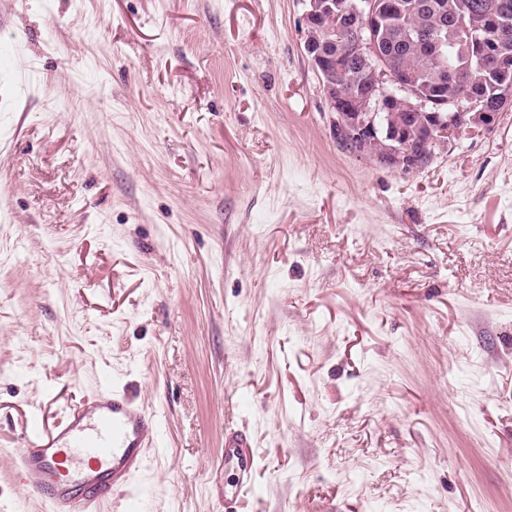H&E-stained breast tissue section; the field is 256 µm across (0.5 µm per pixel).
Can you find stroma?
I'll use <instances>...</instances> for the list:
<instances>
[{
  "label": "stroma",
  "instance_id": "35a3bbf8",
  "mask_svg": "<svg viewBox=\"0 0 512 512\" xmlns=\"http://www.w3.org/2000/svg\"><path fill=\"white\" fill-rule=\"evenodd\" d=\"M304 0H0V512L109 386L142 512H512V105L410 173L344 151ZM250 444L242 436L230 434L224 441V469H233L238 473L236 484H224V507L231 508L242 496L243 488L250 484L254 460L250 453Z\"/></svg>",
  "mask_w": 512,
  "mask_h": 512
}]
</instances>
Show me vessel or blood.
Masks as SVG:
<instances>
[{"mask_svg": "<svg viewBox=\"0 0 512 512\" xmlns=\"http://www.w3.org/2000/svg\"><path fill=\"white\" fill-rule=\"evenodd\" d=\"M156 435L154 420L117 391L103 388L88 405L70 409L51 430L26 429L16 467L35 477L34 490L52 512H90L94 498L126 488L145 463V447ZM224 466L238 481L224 487L233 504L250 484L254 460L242 436L224 441Z\"/></svg>", "mask_w": 512, "mask_h": 512, "instance_id": "1", "label": "vessel or blood"}]
</instances>
